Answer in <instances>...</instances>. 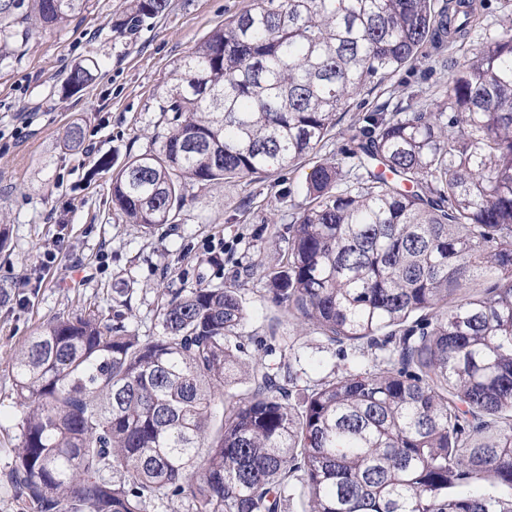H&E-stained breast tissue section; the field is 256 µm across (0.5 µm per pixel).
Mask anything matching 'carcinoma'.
Masks as SVG:
<instances>
[{
  "label": "carcinoma",
  "instance_id": "carcinoma-1",
  "mask_svg": "<svg viewBox=\"0 0 512 512\" xmlns=\"http://www.w3.org/2000/svg\"><path fill=\"white\" fill-rule=\"evenodd\" d=\"M88 0H0V60L31 21ZM170 0H130L133 35ZM484 0H251L173 67L161 146L112 175L130 224H171L188 184L246 180L323 147L374 80L471 46L431 109L358 116L345 159L307 177L308 203L264 273L284 315L384 357L291 403L296 375L247 349L241 285L161 308L151 339L93 311L41 326L12 359L26 408L8 485L31 512H512V28L475 37ZM94 60L64 90L93 83ZM484 481L490 490L471 486Z\"/></svg>",
  "mask_w": 512,
  "mask_h": 512
}]
</instances>
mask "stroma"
<instances>
[{
	"instance_id": "stroma-1",
	"label": "stroma",
	"mask_w": 512,
	"mask_h": 512,
	"mask_svg": "<svg viewBox=\"0 0 512 512\" xmlns=\"http://www.w3.org/2000/svg\"><path fill=\"white\" fill-rule=\"evenodd\" d=\"M247 3L171 0L163 17L130 36L112 29L128 0H90L63 28L31 29L15 55L0 61V286L11 294L0 304V512H24L4 487L8 450L20 441L25 412L7 365L49 320L84 311L115 314L127 334L146 339L158 335L166 300L238 282L248 352L276 363L279 348L293 345L300 386L333 377L342 364L361 372L373 365L370 351H340L288 320L265 290L263 270L279 260L293 207L306 201L310 163L250 181L187 186L173 223L152 229L125 223L112 211L113 170L160 147L167 126L158 100L173 85L176 61ZM463 57L448 50L358 96L317 160L339 158L355 113L438 101L452 62ZM87 58L99 62L98 78L62 96L66 74ZM75 122L84 132L76 151L63 144ZM103 158L111 159V169L100 167ZM49 246L56 259L46 269L41 258Z\"/></svg>"
}]
</instances>
